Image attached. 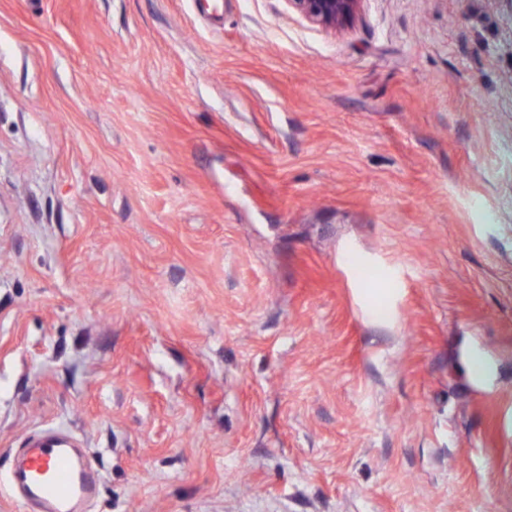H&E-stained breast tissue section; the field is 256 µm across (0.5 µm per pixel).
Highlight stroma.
Wrapping results in <instances>:
<instances>
[{"label": "stroma", "instance_id": "1", "mask_svg": "<svg viewBox=\"0 0 512 512\" xmlns=\"http://www.w3.org/2000/svg\"><path fill=\"white\" fill-rule=\"evenodd\" d=\"M512 512V0H0V512ZM308 22L328 32L350 27L360 12L363 0H286ZM24 461L9 474V487L21 490L27 510L80 512L79 504L96 496L100 474L73 453L67 443L38 438L24 448Z\"/></svg>", "mask_w": 512, "mask_h": 512}]
</instances>
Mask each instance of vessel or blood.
Wrapping results in <instances>:
<instances>
[{
  "label": "vessel or blood",
  "instance_id": "1",
  "mask_svg": "<svg viewBox=\"0 0 512 512\" xmlns=\"http://www.w3.org/2000/svg\"><path fill=\"white\" fill-rule=\"evenodd\" d=\"M8 484L21 490L25 505H38L40 512H80V504L95 497L100 475L68 444L39 438L25 448L24 460L12 469Z\"/></svg>",
  "mask_w": 512,
  "mask_h": 512
}]
</instances>
